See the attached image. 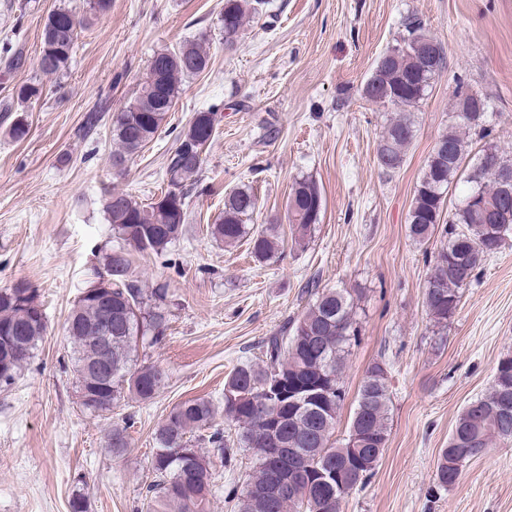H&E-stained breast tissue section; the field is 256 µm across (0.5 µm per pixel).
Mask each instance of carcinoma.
Here are the masks:
<instances>
[{
	"label": "carcinoma",
	"instance_id": "obj_1",
	"mask_svg": "<svg viewBox=\"0 0 512 512\" xmlns=\"http://www.w3.org/2000/svg\"><path fill=\"white\" fill-rule=\"evenodd\" d=\"M267 0H224L220 14L224 42L233 43L248 23L263 17ZM112 0H86L83 15L59 7L46 18L42 31L39 69L45 77L64 74L76 54L79 33L94 20L105 17ZM402 44L377 60L362 95L382 100L396 111L378 140L376 157L385 171L403 164L405 149L414 138L411 108L425 96L430 81L447 65L444 48L433 49L415 16L405 20ZM209 66V54L201 42H189L179 50L155 54L146 77L119 112L112 114V160L131 161L157 135L180 92L181 80ZM43 85L35 80L16 89L18 106L40 99ZM457 122L442 134L445 155L428 157L408 215L409 236L418 243L431 239L441 223L448 188L454 183L465 159L466 132L490 136L484 126L485 101L458 86ZM216 113H194L169 158L167 188L157 202L143 204L124 192H112L104 203L117 244L105 254L104 267L112 269V309L86 288L72 308L66 324L73 370L88 361L99 367L89 370L78 383L83 411L105 415L126 399L147 401L165 385L167 371L158 364L139 361L141 345L164 339L168 310L164 291L146 293L131 272V250L159 254L178 241L186 230L187 198L200 186L203 154L216 133ZM512 161L488 145L479 161L466 174L467 188L452 218L448 220V243L434 256L433 272L426 284V306L437 327L448 323L460 302L461 290L471 282L481 261L496 253L494 235L500 229L512 233V201L498 197L501 173ZM323 208L319 184L301 177L292 184L288 198V223L292 242L305 247L315 235ZM257 209L249 189H238L224 201V212L211 226V237L233 246L249 237L250 253L269 261L280 250L278 220L255 229L246 221ZM311 303L290 324H285L263 344L264 359L235 367L224 384V422L234 433L214 427L215 404L203 398L175 404L155 436L151 468L152 482L142 498V512H208L209 496L215 493L216 476L210 456L230 468L238 449L250 452L254 470L246 489L237 497L238 512H341V503L351 490L365 484L380 460L388 433V377L375 363L360 385L348 434L332 440L336 419L345 399L342 373L346 357L356 343V305L346 288L305 287ZM112 322V347L100 340L106 322ZM47 333V320L38 301L37 289L29 282L0 289V388L11 386L33 359ZM512 403V356L503 357L488 392L472 400L460 414L449 437V448L441 450L436 481L450 487L448 453L466 462L483 455L494 438H512V415L501 417L503 402ZM211 448L207 455L199 448ZM108 446L115 455L129 447L126 427L112 428ZM286 452L299 448L306 458L303 491L274 484L265 461L269 449ZM344 474V487L323 474L336 468Z\"/></svg>",
	"mask_w": 512,
	"mask_h": 512
}]
</instances>
